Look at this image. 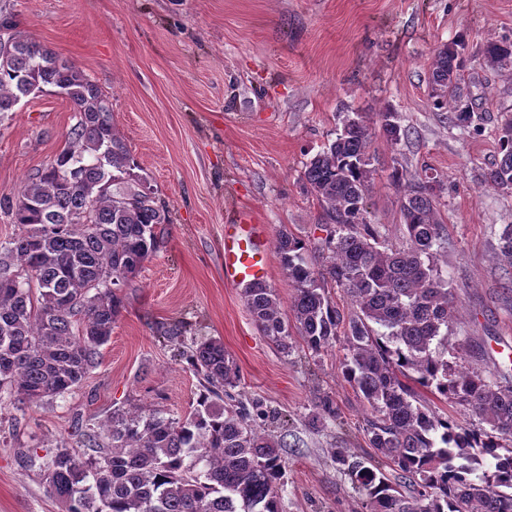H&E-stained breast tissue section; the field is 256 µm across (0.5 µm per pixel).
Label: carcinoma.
<instances>
[{
    "instance_id": "1",
    "label": "carcinoma",
    "mask_w": 512,
    "mask_h": 512,
    "mask_svg": "<svg viewBox=\"0 0 512 512\" xmlns=\"http://www.w3.org/2000/svg\"><path fill=\"white\" fill-rule=\"evenodd\" d=\"M485 62L512 70V41L490 42ZM471 58L463 41L437 46L428 85L431 105L453 125L481 120L468 103L465 76ZM73 105L76 122L66 146L23 183L0 208L22 231L0 244V394L13 405L43 403L77 389L96 366L123 291L134 286L159 247L165 211L117 133L98 86L75 64L60 59L0 15V116L45 87ZM380 132L394 146L409 128L396 112L378 113ZM375 136L370 122L345 115L336 138L305 165L304 180L321 208L325 238L307 242L288 228L275 250L292 288L293 324L274 290H244L264 336L288 352L291 329L307 349L344 340L345 381L366 408L369 445L394 467L393 482L346 448L332 456L366 497L368 512H512V378L495 370L456 368L475 357L468 344L450 341L453 294L437 267L446 249L440 210L441 181L429 169L396 161L389 173L398 194L403 241L367 220L375 180ZM498 159L485 183L512 193V118L498 130ZM325 252L315 268L311 252ZM497 258L512 285V225L498 238ZM332 282L355 312L343 314L325 293ZM185 359L203 391L183 419L157 411L112 417L96 430L75 428L80 455L61 448L45 463L47 492L65 512H282L285 469L279 445L255 428L242 403L224 401L240 370L224 343L209 339ZM478 417L490 430L470 428L422 404L414 385ZM336 418L329 399L310 423Z\"/></svg>"
}]
</instances>
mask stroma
<instances>
[{
	"mask_svg": "<svg viewBox=\"0 0 512 512\" xmlns=\"http://www.w3.org/2000/svg\"><path fill=\"white\" fill-rule=\"evenodd\" d=\"M18 31L74 63L112 104L116 130L165 210L163 242L73 392L43 405L0 409V512H61L29 454L71 442L76 424L156 409L181 419L201 386L183 351L222 341L241 371L232 395L279 444L282 512H366L365 497L331 449L374 456L366 412L341 374L343 343L320 353L293 337L282 353L254 323L242 289L224 283L227 220L269 233L280 226L316 242L320 207L305 164L335 139L346 114L396 112L408 141L376 138L368 219L397 230L394 160L429 166L443 185L448 250L438 265L455 296L453 341L481 345L484 367H512V290L496 262L512 224V196L486 186L497 127L512 112V73L487 69L482 51L512 38V0H0ZM464 37L477 77V132L441 121L427 77L435 46ZM75 122L45 89L0 119V197L16 195L63 148ZM330 398L337 421L309 424Z\"/></svg>",
	"mask_w": 512,
	"mask_h": 512,
	"instance_id": "stroma-1",
	"label": "stroma"
}]
</instances>
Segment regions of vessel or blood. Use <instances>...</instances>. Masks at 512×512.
<instances>
[{"label":"vessel or blood","instance_id":"1","mask_svg":"<svg viewBox=\"0 0 512 512\" xmlns=\"http://www.w3.org/2000/svg\"><path fill=\"white\" fill-rule=\"evenodd\" d=\"M261 224L224 227V280L246 288L266 284L270 276L269 253Z\"/></svg>","mask_w":512,"mask_h":512}]
</instances>
